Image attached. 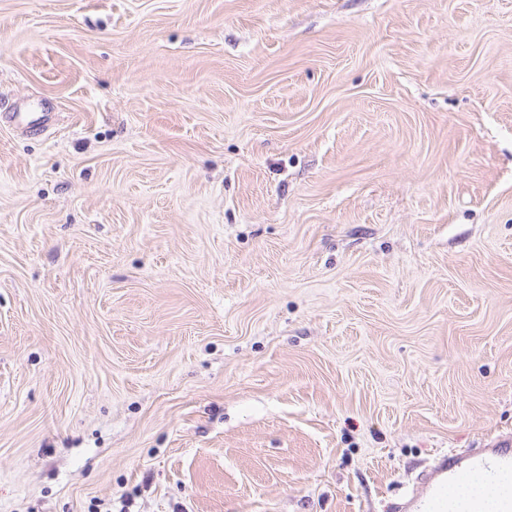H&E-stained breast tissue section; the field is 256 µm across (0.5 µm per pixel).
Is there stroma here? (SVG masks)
Here are the masks:
<instances>
[{
	"label": "stroma",
	"instance_id": "obj_1",
	"mask_svg": "<svg viewBox=\"0 0 512 512\" xmlns=\"http://www.w3.org/2000/svg\"><path fill=\"white\" fill-rule=\"evenodd\" d=\"M0 512H392L512 435V0H0Z\"/></svg>",
	"mask_w": 512,
	"mask_h": 512
}]
</instances>
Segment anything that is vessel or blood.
I'll return each instance as SVG.
<instances>
[{"label":"vessel or blood","instance_id":"1","mask_svg":"<svg viewBox=\"0 0 512 512\" xmlns=\"http://www.w3.org/2000/svg\"><path fill=\"white\" fill-rule=\"evenodd\" d=\"M508 469H512V437L508 435L492 447L465 455L441 454L425 472L421 490L401 503L398 512H448V495L455 485L475 472L492 481Z\"/></svg>","mask_w":512,"mask_h":512}]
</instances>
